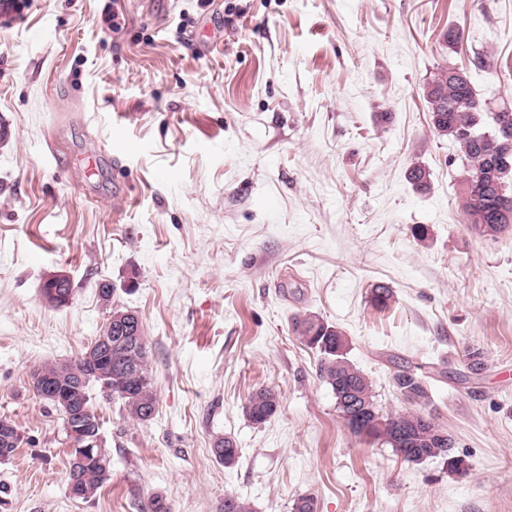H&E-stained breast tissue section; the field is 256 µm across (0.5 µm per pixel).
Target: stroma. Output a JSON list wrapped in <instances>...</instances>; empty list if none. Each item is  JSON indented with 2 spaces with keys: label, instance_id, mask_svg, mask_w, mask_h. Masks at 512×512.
Here are the masks:
<instances>
[{
  "label": "stroma",
  "instance_id": "1",
  "mask_svg": "<svg viewBox=\"0 0 512 512\" xmlns=\"http://www.w3.org/2000/svg\"><path fill=\"white\" fill-rule=\"evenodd\" d=\"M448 65L512 103V0H0V418L23 436L0 512H219L230 495L293 512L307 494L318 512H512V231L479 236L459 207L424 97ZM58 271L73 295L53 307ZM113 306L143 325L158 411L139 422L91 387L112 478L85 501L30 374L77 360ZM304 314L341 331L384 413L408 406L395 372L433 364L466 475L351 434L292 330ZM261 387L279 406L255 424ZM69 279L70 277L64 272H59L48 277L41 286L43 299L47 302H59L64 301L65 299L69 301L70 296L63 294V292L60 291V286ZM277 407L278 400L275 393L267 388H259L249 396L245 413L250 421L261 424L275 414Z\"/></svg>",
  "mask_w": 512,
  "mask_h": 512
}]
</instances>
